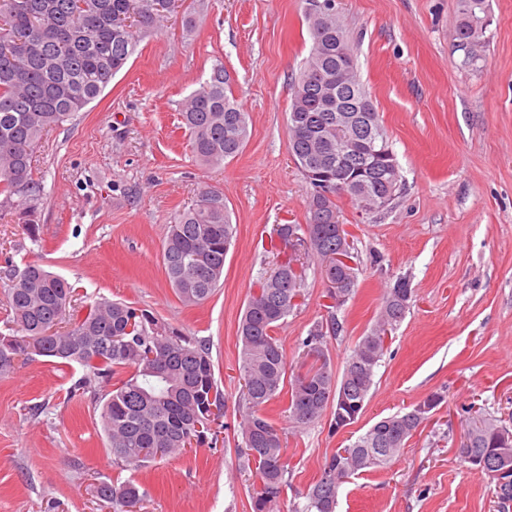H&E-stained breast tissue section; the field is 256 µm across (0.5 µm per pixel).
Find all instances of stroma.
Listing matches in <instances>:
<instances>
[{
    "label": "stroma",
    "instance_id": "stroma-1",
    "mask_svg": "<svg viewBox=\"0 0 512 512\" xmlns=\"http://www.w3.org/2000/svg\"><path fill=\"white\" fill-rule=\"evenodd\" d=\"M485 57L461 64L459 0H335L359 75L379 113L405 186L387 209L363 215L338 197L358 269V290L336 316L344 330L324 346L342 372L397 277L415 298L393 333L360 420L296 432L285 401L267 415L287 439L288 485L274 512H302L326 458L377 419L433 392L444 402L384 470L353 476L336 512H512L494 481L464 463L471 404L512 426V0H487ZM143 39L107 90L35 153L44 191L39 236L0 219V297L10 269L39 262L67 278L82 304L107 297L146 305L183 334L209 340L229 428L200 447L131 470L113 464L92 394L71 396L81 367L45 357L0 381V512H124L100 504L102 482L136 483L138 512H252V474L236 452L241 383L237 328L260 277L277 261L278 224L308 223L312 188L289 149L290 82L311 48L305 0H185ZM223 61L249 115V137L222 167L200 163L179 100ZM221 191L237 238L204 304L186 307L170 287L162 243L198 191ZM317 264L299 305L277 331L288 369L306 371L301 342L327 314Z\"/></svg>",
    "mask_w": 512,
    "mask_h": 512
}]
</instances>
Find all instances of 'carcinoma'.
I'll list each match as a JSON object with an SVG mask.
<instances>
[{"label":"carcinoma","mask_w":512,"mask_h":512,"mask_svg":"<svg viewBox=\"0 0 512 512\" xmlns=\"http://www.w3.org/2000/svg\"><path fill=\"white\" fill-rule=\"evenodd\" d=\"M168 0H0V210L15 215L25 232L36 237L37 204L43 195L33 164L43 134L69 121L92 103L134 55L139 39L157 33L173 10ZM305 10L312 40L309 55L291 79L288 108L289 144L300 170L323 166L330 175L333 198L319 223L306 232L300 224H278L294 231L293 251L259 282L247 301L239 329V380L244 382L238 403L242 445L238 455L256 465L250 486L254 512H273L287 483L288 468L282 432L265 409L287 398L285 412L299 431L319 422L333 405L332 432L356 423L367 397L387 339L404 320L413 299L409 280L397 278L385 289L375 325L359 337L341 378L326 361L311 363L304 373L288 374V363L275 330L303 294L305 267L315 262L322 281L341 285L344 300L357 288L356 268L347 237L336 234L340 209L335 195H345L360 212L363 202L377 200L390 189H402L399 165L388 156L366 150L350 161L336 154V104L324 94H340L353 108L371 102L357 72L339 67L340 53L354 55L346 28L334 15ZM485 0H461L455 27L462 65L481 59L489 42L482 21ZM189 132L194 156L219 166L243 149L248 137L247 113L233 97L231 78L221 61L178 103ZM381 127L377 112L356 120L351 135L368 143L365 122ZM236 226L224 196L217 190L199 193L192 208L177 214L168 227L162 257L166 277L179 301L187 306L206 302L224 273ZM74 290L62 276L38 263L12 274L5 293L9 313L0 333V380L34 355L65 366L80 365L86 373L70 387L84 395L112 385L104 394L100 424L112 461L141 466L157 458L180 456L188 450L217 445L224 425V394L215 381L210 343L184 336L162 323L153 309L101 298L74 309ZM343 330L336 311L315 324L302 341L304 358L323 352L326 335ZM423 421L408 413L383 417L348 447L325 460L320 478L309 488L305 512H335L345 479L382 469L403 451ZM498 420L482 413L470 418L460 456L490 475L504 467ZM96 496L120 504L127 512L141 500L140 489L128 481L102 482Z\"/></svg>","instance_id":"carcinoma-1"}]
</instances>
